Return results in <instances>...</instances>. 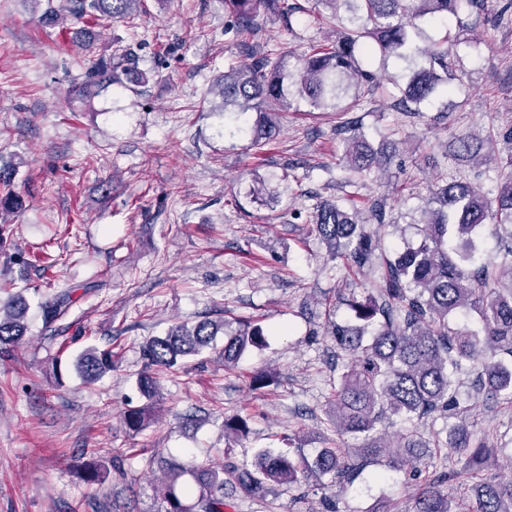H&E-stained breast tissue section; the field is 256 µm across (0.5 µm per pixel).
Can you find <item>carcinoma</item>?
Returning <instances> with one entry per match:
<instances>
[{
	"label": "carcinoma",
	"mask_w": 512,
	"mask_h": 512,
	"mask_svg": "<svg viewBox=\"0 0 512 512\" xmlns=\"http://www.w3.org/2000/svg\"><path fill=\"white\" fill-rule=\"evenodd\" d=\"M143 0H65L66 13L53 0L39 17L43 24L69 16L87 22L86 34L105 22L133 18ZM233 18L241 53L250 58L244 67L231 66L211 86L220 104L210 108L224 115V132L260 149L274 140L282 115L304 102L320 112L345 115L337 122L336 135L347 145L345 167L348 183L373 171L375 152L365 140L359 120L347 117L360 101L374 97L376 80L365 63L393 57L408 72L405 85L393 95L392 107L402 122L424 118L421 105L448 94L457 79V55L448 38L421 40L419 23L458 17L463 5L478 6L484 0H315L341 11V30L335 40L303 57L291 68L284 56L260 41L255 17L264 8L282 17L287 29L292 18L307 13L304 5L288 0H226ZM131 58L114 52L91 63L82 73L77 95L89 99L108 85L136 94L148 78H129ZM491 137L464 136L457 139L456 157L483 156ZM11 172L0 166V245L3 244L4 214L13 212ZM281 179L270 173L263 184L249 190L250 201H278ZM429 207L419 220L421 241L408 245L376 263L378 241L369 225L388 223L387 202H371L366 216L338 200L320 199L312 208L309 223L333 258L361 274L374 267L380 274L371 292L350 307L356 323L332 320L327 327L336 348V382L327 421L339 436L358 441L355 448H339L336 441L316 450L312 459L290 456L270 449L257 451L251 468L234 464L202 465L191 470L177 461L168 462L165 480L155 488L163 504L161 512H228L226 489L246 496H260L277 487L291 486L310 478H326L340 495L362 479L367 468L387 455L405 470L408 479H424L413 512H453L441 487L456 484L472 473L498 465L497 449L476 441L466 421L454 386L453 372L464 362L476 374L475 387L491 396L512 401V367L499 355L512 356V282L501 285L502 273L480 261L473 236L488 226L512 241V178L500 183L496 196L488 198L481 186L465 179L446 180L436 186ZM73 305L72 290H61L43 307V327L56 336L69 329L64 323ZM472 310L480 328L462 330L451 325L460 312ZM27 309L22 297L0 306V350L17 344L26 335ZM224 344L214 350L217 336ZM267 343V332L255 320H201L193 326L176 325L164 335L150 338L144 346L149 364L170 370L178 360L207 350L232 368L242 355ZM78 374L96 380L114 369L112 350L86 349L79 357ZM456 418L451 428L438 432L432 444L464 458L461 470H440L425 477L416 462L427 455L425 443L411 431L401 432L390 444L378 425L393 417L413 423ZM152 405L130 406L121 416L123 425L144 430L153 420ZM224 431L237 436L249 432L248 420L233 416L224 420ZM124 451L116 449L112 459L81 464L83 478L102 484L110 474L127 477ZM190 476L192 484L182 483ZM476 512H512V477L482 482L475 487Z\"/></svg>",
	"instance_id": "1"
}]
</instances>
